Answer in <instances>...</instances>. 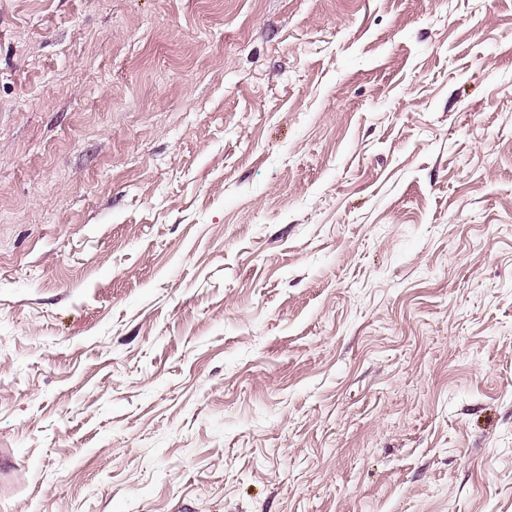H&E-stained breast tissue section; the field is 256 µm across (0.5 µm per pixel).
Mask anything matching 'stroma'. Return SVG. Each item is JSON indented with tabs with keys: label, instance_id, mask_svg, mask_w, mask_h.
I'll use <instances>...</instances> for the list:
<instances>
[{
	"label": "stroma",
	"instance_id": "stroma-1",
	"mask_svg": "<svg viewBox=\"0 0 512 512\" xmlns=\"http://www.w3.org/2000/svg\"><path fill=\"white\" fill-rule=\"evenodd\" d=\"M0 512H512V0H0Z\"/></svg>",
	"mask_w": 512,
	"mask_h": 512
}]
</instances>
